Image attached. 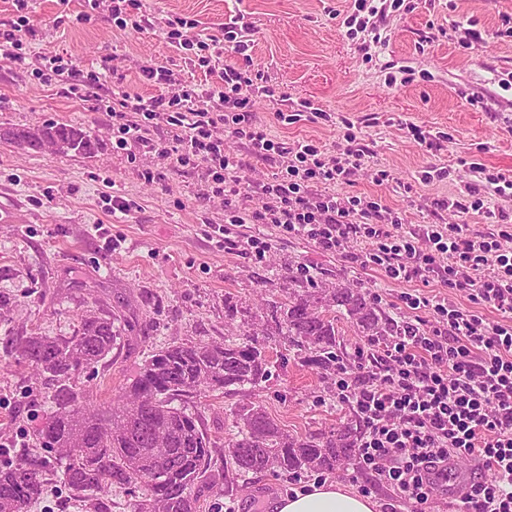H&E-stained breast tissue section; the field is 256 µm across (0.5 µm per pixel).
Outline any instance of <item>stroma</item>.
I'll return each instance as SVG.
<instances>
[{
  "mask_svg": "<svg viewBox=\"0 0 512 512\" xmlns=\"http://www.w3.org/2000/svg\"><path fill=\"white\" fill-rule=\"evenodd\" d=\"M376 22L382 40L348 38L344 19L351 0H144L148 17L199 20L209 33L244 14L251 29L249 60L225 51L227 64L246 63L288 106L310 101L330 121L279 123L276 103L257 99V126L277 140L313 139L329 150L345 147L347 133L366 148L341 195L375 198L398 213L407 228L466 224L483 232L490 223L477 212L437 208L439 200L462 199L479 168L512 177V36H503L512 0H404ZM34 38L25 40V67L0 65V451L9 457L41 455L34 430L55 409L44 376L16 363V338L37 334L65 339L78 333L86 312L116 318L121 334L95 373H81L78 388L107 402L121 395L153 351L187 341L232 342L245 330L242 319L226 322L224 299L258 310L279 298L289 264L308 266L315 287L336 282L360 288L394 321L412 319L395 282L349 263L312 242L273 238L263 261L251 260L219 241L224 222L220 199L199 198L196 174L173 167L136 146L118 149L112 120L94 102L72 98L67 80L44 82L40 49L55 51L63 66L83 71L109 67L135 92L158 96L164 89L143 79L145 63L178 71L184 86L202 91L216 80L191 67L184 50L160 29L123 32L104 15L77 22L83 0H31ZM474 23L481 42L463 46L453 26ZM412 81H404V70ZM51 123L80 127L91 139L89 153L30 149L5 138L8 130ZM415 123L445 136L430 150L410 136ZM442 171L423 181L424 171ZM154 181H146L145 170ZM390 174L377 183L376 171ZM117 192L136 202L124 221L103 205ZM345 367L369 371L375 348L347 319H339ZM271 373L255 385L227 393L205 391L184 399L199 414L216 444L238 432L234 413L257 405L295 436L336 430L350 420L336 405V375L303 362V351L269 341ZM271 473L238 478L234 496L212 494L206 512H274V504L297 483ZM30 512H85L57 478L46 475L44 493Z\"/></svg>",
  "mask_w": 512,
  "mask_h": 512,
  "instance_id": "1",
  "label": "stroma"
}]
</instances>
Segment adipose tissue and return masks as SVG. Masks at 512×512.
Instances as JSON below:
<instances>
[{"instance_id":"ef3b65f1","label":"adipose tissue","mask_w":512,"mask_h":512,"mask_svg":"<svg viewBox=\"0 0 512 512\" xmlns=\"http://www.w3.org/2000/svg\"><path fill=\"white\" fill-rule=\"evenodd\" d=\"M375 507L371 497L350 492L335 482H324L282 497L275 512H374Z\"/></svg>"}]
</instances>
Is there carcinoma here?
Returning a JSON list of instances; mask_svg holds the SVG:
<instances>
[{"label":"carcinoma","instance_id":"carcinoma-1","mask_svg":"<svg viewBox=\"0 0 512 512\" xmlns=\"http://www.w3.org/2000/svg\"><path fill=\"white\" fill-rule=\"evenodd\" d=\"M42 132L78 153L91 150L90 140L74 126L49 124ZM281 292L283 298L265 308V337L247 332L239 344L169 345L144 361L126 394L108 403L85 399L70 380L112 351L117 334L111 319L86 316L79 335L68 340L38 335L16 340L15 360L49 374L56 409L35 436L46 453L65 452V486L93 501L114 485L141 484L133 512H203L209 494L236 490V475L270 472L297 478L332 474L350 463L358 429L349 424L303 439L283 432L261 407H242L236 412L239 436L216 456L200 417L172 405L175 398L203 389L226 390L267 378L271 337L309 351L307 365L336 371L338 313L373 341L398 334L399 325L378 313L359 288L340 282L311 288L302 273L290 269ZM46 464L44 458L22 454L0 468V512H30L43 494Z\"/></svg>","mask_w":512,"mask_h":512}]
</instances>
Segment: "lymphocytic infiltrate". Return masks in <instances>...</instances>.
Returning <instances> with one entry per match:
<instances>
[{
	"instance_id": "1",
	"label": "lymphocytic infiltrate",
	"mask_w": 512,
	"mask_h": 512,
	"mask_svg": "<svg viewBox=\"0 0 512 512\" xmlns=\"http://www.w3.org/2000/svg\"><path fill=\"white\" fill-rule=\"evenodd\" d=\"M85 5L78 21L101 8L122 31L153 24L142 0ZM156 24L169 43L198 49L201 67L210 64L207 50L221 43L241 56L249 49L234 21L219 36L201 33L198 21L188 17ZM206 96L209 103L202 106L192 90L145 98L118 88L105 107L116 144L151 148L176 167L203 170V195L223 199L226 224H264L387 279H437L465 294V302L455 303L405 293L406 308L432 313L436 326L404 322L382 349L375 372H347L336 382L337 405L352 411L361 428L356 473L394 492L383 512H402L408 505L423 512L435 491L434 474L452 459L474 460L480 468L459 500V512H512V250L502 246L512 230L504 224L495 233L465 224L407 230L388 206L329 192V185L351 182L363 150L331 155L313 140L276 142L254 124L257 98H274L273 89L227 65ZM156 121L171 131L158 146L151 138ZM228 134L245 141L247 157L226 150ZM254 159L277 160L280 170L270 181L250 184L242 173ZM480 305L497 311L499 320L477 314Z\"/></svg>"
}]
</instances>
